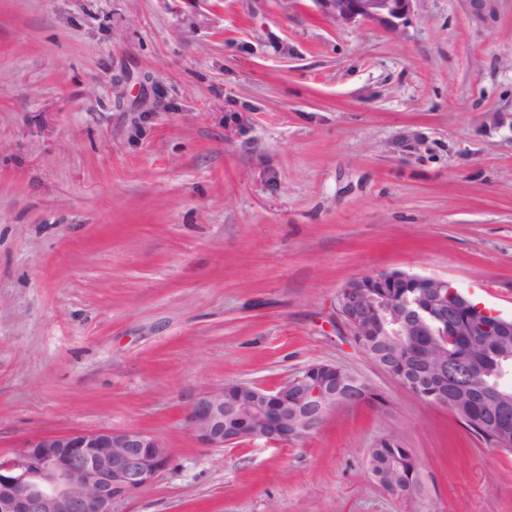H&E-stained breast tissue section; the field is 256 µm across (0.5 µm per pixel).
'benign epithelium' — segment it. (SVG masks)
Wrapping results in <instances>:
<instances>
[{"label":"benign epithelium","mask_w":512,"mask_h":512,"mask_svg":"<svg viewBox=\"0 0 512 512\" xmlns=\"http://www.w3.org/2000/svg\"><path fill=\"white\" fill-rule=\"evenodd\" d=\"M326 18L338 26L374 23L394 28L412 0H316ZM336 316L359 348L360 337H389L396 349L382 347L370 360L404 389L422 397L423 383L391 368L394 360L419 365L439 386L434 404L458 410L480 367L466 357L447 359L422 352L420 337L453 336L465 348L482 342L486 330L512 333V319L473 304L450 281L435 276L383 271L348 282L338 293ZM496 383L484 396L494 418L512 415V398L501 386L512 379V354L495 352ZM236 400L224 399V387L211 389L189 406L186 421L205 448H224L244 438L273 444L319 431L338 408L367 403L364 387L347 374L341 380L311 379L297 374L275 389L239 385ZM251 419L240 432L236 414ZM170 448L160 437L139 429L48 433L23 441L0 459V512H112V502L153 482L168 465Z\"/></svg>","instance_id":"1"}]
</instances>
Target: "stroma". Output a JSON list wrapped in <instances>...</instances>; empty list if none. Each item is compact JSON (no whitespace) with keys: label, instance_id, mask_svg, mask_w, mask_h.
Wrapping results in <instances>:
<instances>
[{"label":"stroma","instance_id":"stroma-1","mask_svg":"<svg viewBox=\"0 0 512 512\" xmlns=\"http://www.w3.org/2000/svg\"><path fill=\"white\" fill-rule=\"evenodd\" d=\"M447 278L512 316V0H0V457L140 429L172 460L112 512H512V454L375 366L350 280ZM367 378L286 445L204 448L201 393ZM396 434L397 497L367 471ZM326 18L337 26L374 23L395 28L412 0H316ZM368 464L376 475L397 472L399 481L406 479L405 476H410L415 480V486L398 485L399 495L410 493L419 482L420 462L418 458L394 434L380 439L375 447L371 448ZM374 474H372L373 477H375ZM382 477L383 475H379L376 478L381 488L391 495H396L394 492L397 490V480L388 479V476Z\"/></svg>","mask_w":512,"mask_h":512}]
</instances>
